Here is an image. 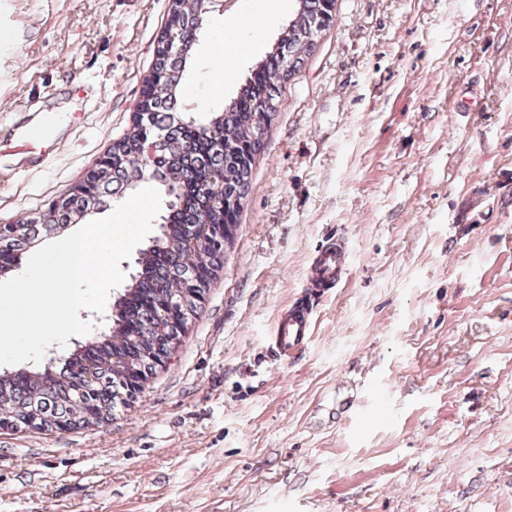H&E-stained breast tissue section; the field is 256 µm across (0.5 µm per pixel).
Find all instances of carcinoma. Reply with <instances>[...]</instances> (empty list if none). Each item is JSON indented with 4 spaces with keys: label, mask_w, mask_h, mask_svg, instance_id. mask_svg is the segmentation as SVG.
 <instances>
[{
    "label": "carcinoma",
    "mask_w": 512,
    "mask_h": 512,
    "mask_svg": "<svg viewBox=\"0 0 512 512\" xmlns=\"http://www.w3.org/2000/svg\"><path fill=\"white\" fill-rule=\"evenodd\" d=\"M297 13L237 97L200 121L181 115L177 106L201 33L199 0H179L172 31L184 44L183 54L157 49L155 74L143 85L154 112L146 126H132L112 147V167H101L94 201V208H103L110 188L128 192L153 183L166 198L157 233L121 292L109 335L76 342L57 373L0 371V423L26 429L35 421L44 431L61 421L74 428L105 423L130 393V371L147 376L160 355L180 344L187 319L177 327L170 318L182 315L181 305L196 312L197 296L207 288L205 274L218 272L226 258L225 241L212 229L225 223L220 203L243 202L277 98L333 21V11L319 0H299ZM147 131L158 136L149 177L140 152ZM88 208L79 200L68 210L49 208L37 224H0V263L11 264L32 241L79 223Z\"/></svg>",
    "instance_id": "cac0c4a2"
}]
</instances>
